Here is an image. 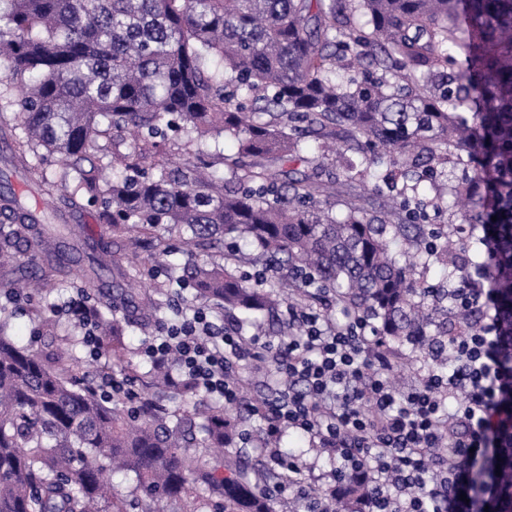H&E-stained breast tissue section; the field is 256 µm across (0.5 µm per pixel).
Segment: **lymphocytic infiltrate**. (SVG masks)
I'll return each instance as SVG.
<instances>
[{
    "label": "lymphocytic infiltrate",
    "mask_w": 512,
    "mask_h": 512,
    "mask_svg": "<svg viewBox=\"0 0 512 512\" xmlns=\"http://www.w3.org/2000/svg\"><path fill=\"white\" fill-rule=\"evenodd\" d=\"M502 295L456 288L458 307L479 317L452 343L456 367L426 371L403 392L389 384L394 358L366 321L333 325L321 312L290 309L298 332L274 353L282 382L261 406L264 438L292 429L334 456L328 490L346 474L369 475L371 512H512V312ZM144 354L228 403L240 400L264 359L257 337L225 332L223 319L200 307ZM440 448L448 451L441 466ZM263 456L285 474L268 496H304L295 459L271 447Z\"/></svg>",
    "instance_id": "lymphocytic-infiltrate-1"
}]
</instances>
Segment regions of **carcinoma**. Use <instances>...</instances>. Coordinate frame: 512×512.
Returning a JSON list of instances; mask_svg holds the SVG:
<instances>
[{"mask_svg":"<svg viewBox=\"0 0 512 512\" xmlns=\"http://www.w3.org/2000/svg\"><path fill=\"white\" fill-rule=\"evenodd\" d=\"M0 63V85L24 90L14 169L54 188L41 161L60 156L71 181L61 206L39 209L0 178L1 261L25 256L52 280L76 261L81 242L61 244L83 201L113 235L152 238L146 261L113 266L123 279L170 266L173 230L190 246L157 296L94 309L114 360L130 366L125 328L162 323L186 289L233 318L331 292L391 351L455 368L448 337L475 317L417 268L450 286L467 277L460 239L426 224L430 206L453 198L465 220L512 225V0H0ZM309 133L337 143L324 146L334 162L305 156ZM221 138L235 155L190 149ZM175 150L188 158L173 167ZM450 163L465 171L456 182ZM324 177L386 189L390 205L370 214L356 200L338 219ZM497 276L512 297V257ZM9 316L1 304L0 512H197L201 492L214 512H274L262 487L279 473L236 451V409L197 402L156 366L130 377L184 406L102 395L79 371L77 335L53 365L8 334ZM111 472L133 477L132 499ZM371 493L368 477L346 478L334 512H368Z\"/></svg>","mask_w":512,"mask_h":512,"instance_id":"1","label":"carcinoma"}]
</instances>
